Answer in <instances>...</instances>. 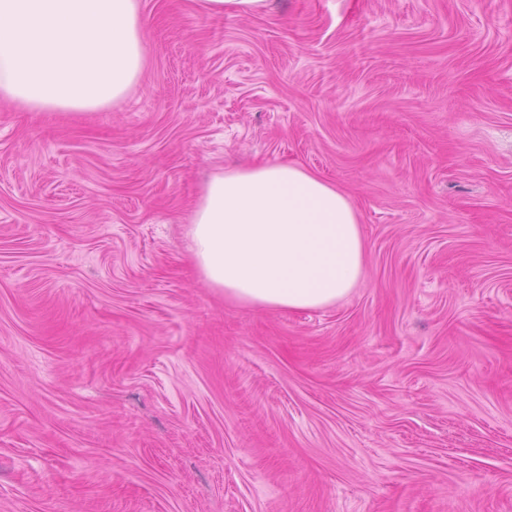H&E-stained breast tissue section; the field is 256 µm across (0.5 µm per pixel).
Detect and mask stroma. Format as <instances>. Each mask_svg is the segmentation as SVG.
I'll list each match as a JSON object with an SVG mask.
<instances>
[{
	"label": "stroma",
	"instance_id": "1",
	"mask_svg": "<svg viewBox=\"0 0 512 512\" xmlns=\"http://www.w3.org/2000/svg\"><path fill=\"white\" fill-rule=\"evenodd\" d=\"M138 3L123 100H0V512H512V0ZM288 161L366 276L225 300L204 187ZM201 9L214 17L248 15L261 11L265 0H196Z\"/></svg>",
	"mask_w": 512,
	"mask_h": 512
}]
</instances>
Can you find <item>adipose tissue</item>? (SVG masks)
Here are the masks:
<instances>
[{
    "label": "adipose tissue",
    "instance_id": "1",
    "mask_svg": "<svg viewBox=\"0 0 512 512\" xmlns=\"http://www.w3.org/2000/svg\"><path fill=\"white\" fill-rule=\"evenodd\" d=\"M143 66L138 0H0V99L29 112H95ZM189 235L196 268L225 299L325 308L365 275L348 196L294 163L214 175Z\"/></svg>",
    "mask_w": 512,
    "mask_h": 512
}]
</instances>
